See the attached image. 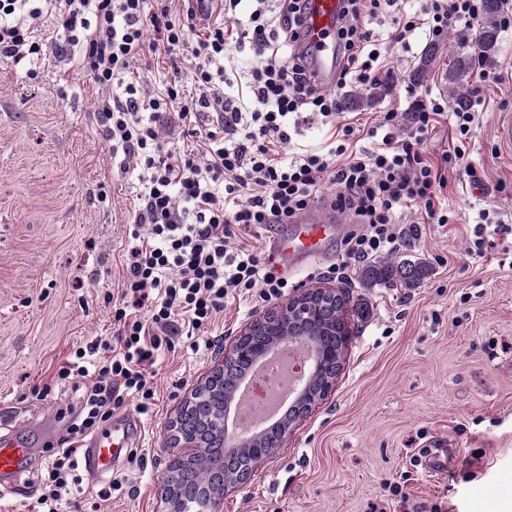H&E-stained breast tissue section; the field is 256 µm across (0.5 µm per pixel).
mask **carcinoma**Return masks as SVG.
Instances as JSON below:
<instances>
[{
  "mask_svg": "<svg viewBox=\"0 0 512 512\" xmlns=\"http://www.w3.org/2000/svg\"><path fill=\"white\" fill-rule=\"evenodd\" d=\"M502 8V0H485L484 21L474 32H461L456 35L458 51L448 56V76L452 83V101L461 104L466 99V89L477 59L489 60L495 53L498 39V18ZM426 274V267L421 262H385L375 261L364 266L358 274L359 284L363 288L380 285L412 288ZM349 294L336 298L335 303H326L318 311L319 322L301 324L291 329L296 333L304 329L316 332L320 346L325 349H336V359H327L323 367L330 370L334 363L342 361V348L345 347L343 337L351 335L346 322L345 305ZM212 463L198 462L187 469L183 476L184 491L181 495L180 512H206L207 498L202 487L215 478Z\"/></svg>",
  "mask_w": 512,
  "mask_h": 512,
  "instance_id": "1",
  "label": "carcinoma"
}]
</instances>
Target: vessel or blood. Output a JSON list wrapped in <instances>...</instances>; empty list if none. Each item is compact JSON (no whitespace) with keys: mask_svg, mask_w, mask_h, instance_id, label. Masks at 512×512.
I'll list each match as a JSON object with an SVG mask.
<instances>
[{"mask_svg":"<svg viewBox=\"0 0 512 512\" xmlns=\"http://www.w3.org/2000/svg\"><path fill=\"white\" fill-rule=\"evenodd\" d=\"M342 0H309L304 22L305 40L313 51L315 78L319 86L331 88L336 83V45L330 37L340 21ZM297 226L292 235H279L270 239L267 247L280 266L300 267L319 261L326 253L331 239L340 237L343 224L326 204L309 207L294 219ZM122 450L112 436L101 437L84 458V467L98 472L110 471ZM32 450L26 441L4 434L0 436V484L10 487L22 470ZM420 464L426 474L432 475L446 468L448 450L443 443L424 449Z\"/></svg>","mask_w":512,"mask_h":512,"instance_id":"1","label":"vessel or blood"}]
</instances>
